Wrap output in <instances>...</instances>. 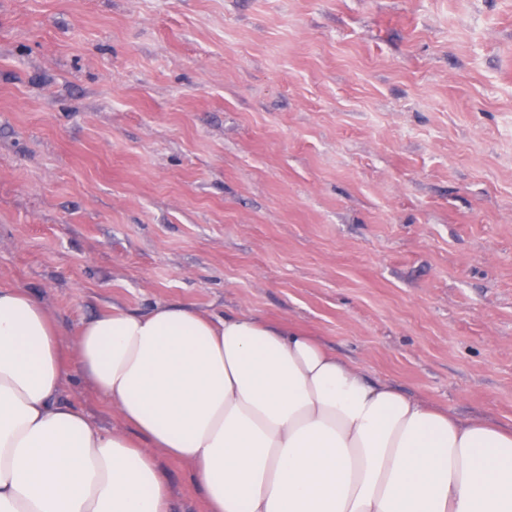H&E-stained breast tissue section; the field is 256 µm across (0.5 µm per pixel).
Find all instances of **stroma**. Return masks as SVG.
<instances>
[{"mask_svg":"<svg viewBox=\"0 0 512 512\" xmlns=\"http://www.w3.org/2000/svg\"><path fill=\"white\" fill-rule=\"evenodd\" d=\"M0 288L70 347L258 316L512 424V0H0ZM60 399L127 429L77 368Z\"/></svg>","mask_w":512,"mask_h":512,"instance_id":"stroma-1","label":"stroma"}]
</instances>
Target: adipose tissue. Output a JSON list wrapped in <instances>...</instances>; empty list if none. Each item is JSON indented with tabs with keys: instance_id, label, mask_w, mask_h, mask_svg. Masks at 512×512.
Listing matches in <instances>:
<instances>
[{
	"instance_id": "ef3b65f1",
	"label": "adipose tissue",
	"mask_w": 512,
	"mask_h": 512,
	"mask_svg": "<svg viewBox=\"0 0 512 512\" xmlns=\"http://www.w3.org/2000/svg\"><path fill=\"white\" fill-rule=\"evenodd\" d=\"M72 363L128 432L59 402ZM162 456L206 512H512V425L369 379L300 329L115 308L70 353L38 300L0 289V512H169Z\"/></svg>"
}]
</instances>
